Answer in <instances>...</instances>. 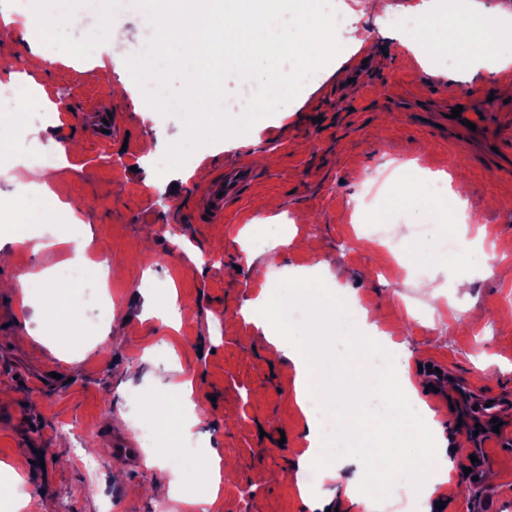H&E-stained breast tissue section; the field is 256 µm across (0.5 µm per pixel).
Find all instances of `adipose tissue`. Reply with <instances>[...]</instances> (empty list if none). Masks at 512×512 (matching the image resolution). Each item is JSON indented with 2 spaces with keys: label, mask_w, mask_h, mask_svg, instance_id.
<instances>
[{
  "label": "adipose tissue",
  "mask_w": 512,
  "mask_h": 512,
  "mask_svg": "<svg viewBox=\"0 0 512 512\" xmlns=\"http://www.w3.org/2000/svg\"><path fill=\"white\" fill-rule=\"evenodd\" d=\"M419 13L423 25L396 31L402 45L417 49L428 38L438 49L459 51L461 66L488 61L496 72L512 66V11L488 6L483 0H469L467 11L454 15L443 13L438 0H423ZM0 177L25 181L40 196L44 209L57 207L46 172L14 161L1 138ZM22 305L28 311L29 334L36 337L47 317L68 319L76 315V291L71 284L56 282L47 295L31 288L25 290ZM304 306L336 316L337 335L347 345V352L326 356L320 337L287 321L288 311ZM243 312L298 369L296 399L305 411L309 430L308 447L298 458L299 474L324 467L327 478L343 487L350 502L362 506L364 512H374L376 504L359 496L355 479L344 475L348 467H359L365 475L389 481L406 479L409 494L417 497L448 484L451 467L433 468L436 456L445 451L443 437L433 433L435 411L418 398L407 376L393 375L396 353L384 332L373 325L369 337L354 335L351 322L366 320L354 303H342L337 289L305 278L246 301ZM359 423L365 426L364 445L338 456L324 450L325 436L344 445ZM407 433L415 435L418 447L407 446L403 439ZM233 473V462L217 457L204 466L185 464L173 469L168 483L158 485L155 493L170 496L201 481L215 485Z\"/></svg>",
  "instance_id": "adipose-tissue-1"
}]
</instances>
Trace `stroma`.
<instances>
[{
	"instance_id": "35a3bbf8",
	"label": "stroma",
	"mask_w": 512,
	"mask_h": 512,
	"mask_svg": "<svg viewBox=\"0 0 512 512\" xmlns=\"http://www.w3.org/2000/svg\"><path fill=\"white\" fill-rule=\"evenodd\" d=\"M422 0H383L384 13L366 14L362 0H338L349 18L339 30L340 53L316 72L303 95L287 111L262 118L250 131L208 139L190 154L189 164L157 175L154 160L166 157L186 133L185 118L173 109L157 118L143 89L122 90L123 73L96 67L107 53L98 31L114 16L128 32L118 54L137 57L153 34L130 0H114L104 10L97 0H68L75 27L92 33L81 53L66 43L53 47L55 61L35 74L40 95L31 111L53 103L54 118L39 135L30 120L15 122L9 146L29 165L52 173V194L62 202L92 200L83 214L93 235L95 259L107 269L105 306L79 299L74 327L50 324L40 339L30 338L16 286L27 270L51 271L60 279L81 274L70 253L54 246L33 253L31 240L65 236L73 219L63 210L46 211L41 223L19 227L12 208H0V236L24 232L29 241L12 247L0 265V463L25 461L23 484L0 491V512H101L111 498L112 512H152L143 487L168 479L170 436L150 414L159 383L191 381L199 421L179 435L194 441L192 460L210 450L237 462L233 480L220 481L218 498L202 482L170 498V512H194L191 497L211 499L209 512H311L293 472L308 443L307 419L296 402L295 364L270 356L266 335L240 314L245 301L289 274L310 270L318 258L331 262L332 285L375 312L379 329L406 343L411 355L398 370L417 379L421 366L441 360L446 381L437 391L425 385L417 394L439 413L448 442L445 457L461 469L481 454L492 479L479 487L449 484L426 497L424 512H512V406L501 412L499 432L474 435L476 423L462 399L472 395L512 398V69L490 74L457 69L452 77L426 71L398 41L380 36L373 49L359 47L365 31L378 32L384 15L415 14ZM40 5L21 0L13 23L0 22V82L28 70V48L20 32ZM371 62L361 71L362 62ZM481 106L485 122L459 133L447 114L460 100ZM111 109L118 136L105 142L87 123L93 105ZM271 151L270 166L255 154ZM413 164L431 172L462 177L469 224L447 229L440 212L422 215L396 203L392 195L353 210L355 197L379 176ZM252 168L254 182L224 213L220 224L200 223L188 209L191 195L218 177L224 166ZM204 168L207 179L191 175ZM384 220L410 256L393 260L372 242L364 220ZM292 224L298 240L313 249L288 247L257 252L247 260L240 231L255 226L265 237L269 224ZM456 240L475 255L465 281L429 272L436 297L415 288V267L430 249ZM506 251L499 274H483L485 251ZM176 293L182 315L169 325L145 311L147 298ZM489 362L493 374L481 363ZM129 439L144 463L110 453L113 441ZM95 451H88V444ZM291 470L288 481L272 475Z\"/></svg>"
}]
</instances>
